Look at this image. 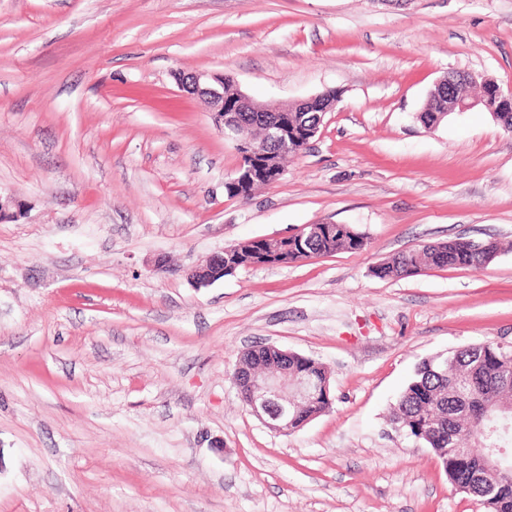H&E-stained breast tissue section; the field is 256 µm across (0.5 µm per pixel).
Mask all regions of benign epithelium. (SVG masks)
Returning a JSON list of instances; mask_svg holds the SVG:
<instances>
[{
  "label": "benign epithelium",
  "mask_w": 512,
  "mask_h": 512,
  "mask_svg": "<svg viewBox=\"0 0 512 512\" xmlns=\"http://www.w3.org/2000/svg\"><path fill=\"white\" fill-rule=\"evenodd\" d=\"M480 81L488 92L474 96L462 91V88L473 81ZM182 90L198 98L211 109L216 126L224 137L236 142L240 155L239 166L249 164L254 158L255 148L245 136L243 128L246 122L241 113H246L249 121L264 126L268 140L290 148L284 130L288 127V113L277 118H267L261 115L260 103L241 92L236 101L224 103V75L192 72L189 76L179 77ZM441 98L447 103L441 106V112L436 114V120H441L444 114L450 112H465L476 106L484 107L493 116L511 111L512 89H503L490 78L465 72L449 73L439 82ZM298 106L311 109L322 115L336 108V100H328L323 95L308 98ZM231 251V248H226ZM224 251V252H226ZM224 252L208 256L202 263L190 272V278L195 286L207 287L224 278ZM289 351L274 345H257L242 352L234 369L232 380L239 395L243 397L248 412L255 416L269 430L275 433H287L292 428L293 419L290 413L302 401H311L321 393H329L330 382L324 381L316 385L308 379L288 380ZM478 469L494 475L501 471L499 456L483 453L478 459Z\"/></svg>",
  "instance_id": "benign-epithelium-1"
}]
</instances>
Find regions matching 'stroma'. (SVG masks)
<instances>
[{
	"label": "stroma",
	"instance_id": "1",
	"mask_svg": "<svg viewBox=\"0 0 512 512\" xmlns=\"http://www.w3.org/2000/svg\"><path fill=\"white\" fill-rule=\"evenodd\" d=\"M451 71L512 88V0H0V512H484L389 423L423 359L512 341V132L479 107L425 128ZM191 72L339 101L240 201ZM314 223L367 245L188 278ZM455 239L504 250L371 274ZM259 342L322 363L331 408L251 415L231 376ZM458 240L424 244L378 264L372 269V275L387 280L408 277L427 269L482 267L486 265L487 253H492L497 258L503 248L496 240L479 244ZM485 243L488 244V248L482 247ZM231 249V247L224 248L221 252L208 256L202 263L192 269L190 278L194 285L199 288L207 287L224 279L225 276L232 275L234 272L242 269V267H237L235 271H232V267H229L224 270L227 266V261L224 259V252L229 253Z\"/></svg>",
	"mask_w": 512,
	"mask_h": 512
}]
</instances>
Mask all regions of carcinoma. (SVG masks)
<instances>
[{
	"label": "carcinoma",
	"instance_id": "1",
	"mask_svg": "<svg viewBox=\"0 0 512 512\" xmlns=\"http://www.w3.org/2000/svg\"><path fill=\"white\" fill-rule=\"evenodd\" d=\"M312 120V113L291 109L288 124L304 132ZM288 241L276 242L255 238L238 245L245 257L263 262L280 260L278 251ZM482 244L451 240L446 243H429L395 256L378 264L372 275L378 279H398L422 270L445 267H482L485 256L500 254L502 244L496 240ZM367 246L366 237L351 226L338 227L323 234L305 248L288 251V262L303 261L308 253L320 256L341 250H362ZM322 363L311 357H288V376L308 375L314 381L325 378ZM482 394L484 405L468 404L461 399L467 390ZM332 405V397L320 396L293 412L296 424L317 415ZM390 422L399 432L436 449L440 457L448 459V469L456 472L463 482L473 479L460 455L451 449L450 440L460 442V447L471 455H479L484 448H503L504 465L511 478L497 483L495 493L483 495L476 489L477 498L488 512H512V345L489 346L480 343L423 360L415 375L400 395L390 415Z\"/></svg>",
	"mask_w": 512,
	"mask_h": 512
}]
</instances>
